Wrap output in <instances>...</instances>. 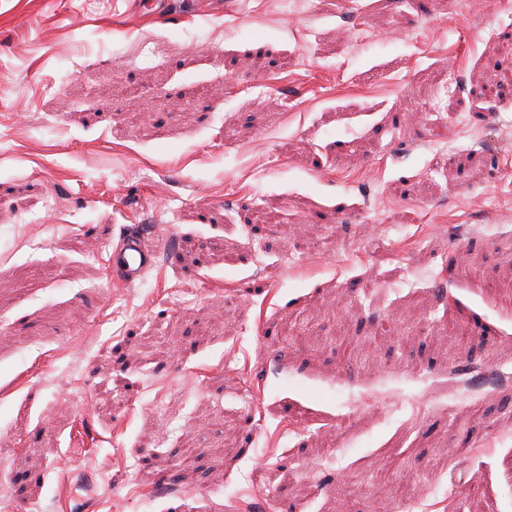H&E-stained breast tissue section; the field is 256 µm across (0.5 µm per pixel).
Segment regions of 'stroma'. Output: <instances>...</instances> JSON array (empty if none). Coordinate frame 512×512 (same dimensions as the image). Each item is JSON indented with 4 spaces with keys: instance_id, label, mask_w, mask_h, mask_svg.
Listing matches in <instances>:
<instances>
[{
    "instance_id": "1",
    "label": "stroma",
    "mask_w": 512,
    "mask_h": 512,
    "mask_svg": "<svg viewBox=\"0 0 512 512\" xmlns=\"http://www.w3.org/2000/svg\"><path fill=\"white\" fill-rule=\"evenodd\" d=\"M160 2L0 0V512H512L506 0ZM158 256L156 248L143 234L135 231L124 233L116 245L112 244V280L133 286L156 266Z\"/></svg>"
}]
</instances>
